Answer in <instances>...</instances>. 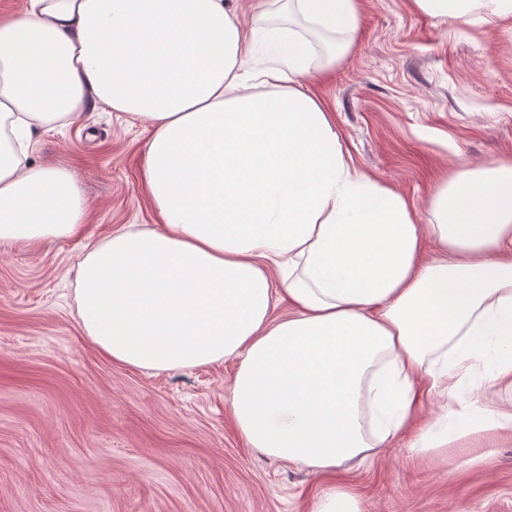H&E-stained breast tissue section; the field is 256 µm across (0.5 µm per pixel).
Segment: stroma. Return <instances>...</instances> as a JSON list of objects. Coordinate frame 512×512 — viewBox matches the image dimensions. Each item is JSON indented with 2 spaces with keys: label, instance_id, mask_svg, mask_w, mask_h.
<instances>
[{
  "label": "stroma",
  "instance_id": "35a3bbf8",
  "mask_svg": "<svg viewBox=\"0 0 512 512\" xmlns=\"http://www.w3.org/2000/svg\"><path fill=\"white\" fill-rule=\"evenodd\" d=\"M325 103L346 156L427 217L463 166L512 155V32L361 0ZM150 125L89 105L37 130L27 160L80 181V235L0 243V512H311L329 486L365 512H512V431L413 453L411 435L334 476L249 447L230 413L234 360L178 371L117 364L77 315L78 264L114 228H150Z\"/></svg>",
  "mask_w": 512,
  "mask_h": 512
}]
</instances>
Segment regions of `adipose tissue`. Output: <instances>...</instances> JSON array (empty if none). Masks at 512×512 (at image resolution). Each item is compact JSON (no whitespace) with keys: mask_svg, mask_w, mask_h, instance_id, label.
<instances>
[{"mask_svg":"<svg viewBox=\"0 0 512 512\" xmlns=\"http://www.w3.org/2000/svg\"><path fill=\"white\" fill-rule=\"evenodd\" d=\"M414 2L512 20V0ZM284 10L271 26L224 0H26L0 16V242L80 232L75 175L25 158L34 130L105 103L153 129L142 184L157 226L113 230L79 264L78 315L101 353L161 371L236 359L241 437L324 474L407 430L419 452L511 431L512 407L484 412L469 372L512 390V157L456 170L419 224L347 162L306 89L345 55L359 0ZM323 32L345 39L319 53ZM259 54L280 67L252 71ZM465 390L423 424V395Z\"/></svg>","mask_w":512,"mask_h":512,"instance_id":"1","label":"adipose tissue"}]
</instances>
